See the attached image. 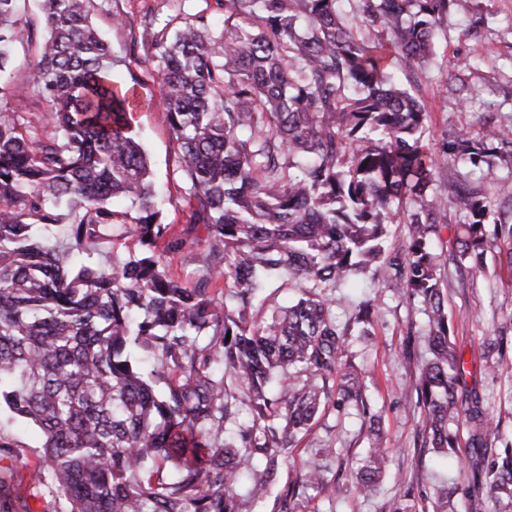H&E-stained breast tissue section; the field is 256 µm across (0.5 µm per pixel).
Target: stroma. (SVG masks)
<instances>
[{
    "label": "stroma",
    "mask_w": 512,
    "mask_h": 512,
    "mask_svg": "<svg viewBox=\"0 0 512 512\" xmlns=\"http://www.w3.org/2000/svg\"><path fill=\"white\" fill-rule=\"evenodd\" d=\"M205 0H93L91 18L111 44L115 79L134 83L140 108L134 114L153 177L168 189L167 223L187 239L185 249L172 259L179 281L193 286L199 273L194 255L207 237L203 226L189 222L185 192L174 186V142L165 117L158 80L143 67L127 66V47L143 43L140 20L152 13L159 22L204 9ZM36 59L33 48L18 46L17 74L5 105L15 112H42L45 103L25 81ZM414 91L429 112L426 138L437 144L446 129L478 128L488 121L512 120V0H472L468 12L449 16L440 30L434 54L418 74ZM464 216L460 205H449L441 221L434 250L440 255L441 287L445 307L454 322L451 340L466 361L462 393H478L487 410L499 420L505 437H512V357L487 352L484 343L496 324L512 315V271L499 267L496 250L486 254L487 275L473 280L453 258L458 225ZM356 288L332 291L333 311L339 325L352 322L361 301H370L378 317L367 335L350 339L347 357L368 372L367 395L379 417L386 450V467L372 494L356 495L353 476L369 448V424L355 408H326L302 435L298 446L258 502H244V512H279L278 496L295 480L307 462L321 464L326 478L339 482L347 492L342 500L329 501L316 494L299 501L295 512H383L387 503L410 493L413 502L434 506V491L442 482L465 483L469 471L460 460L427 451L421 446V408L404 387L428 357L423 334L426 317L418 301L394 295L386 286L383 269L374 268L357 277ZM0 443L9 444V469L0 474V490L25 501L29 512H66L67 502L49 487L34 485L30 473L42 454L44 437L32 422L8 409L0 410Z\"/></svg>",
    "instance_id": "1"
}]
</instances>
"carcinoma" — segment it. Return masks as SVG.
<instances>
[{"label":"carcinoma","mask_w":512,"mask_h":512,"mask_svg":"<svg viewBox=\"0 0 512 512\" xmlns=\"http://www.w3.org/2000/svg\"><path fill=\"white\" fill-rule=\"evenodd\" d=\"M20 2L0 0V101L14 46L35 44L28 82L49 112L0 106V404L44 434L33 482L63 495L68 512H242L241 477L262 498L326 407L370 414L365 377L342 362L352 329L318 290L379 265L393 294L425 306L430 356L410 387L424 446L470 471L466 484L435 490L433 512H456L458 498L466 512L491 501L512 512V439L479 396L458 395L465 361L432 246L457 199L459 267L485 276L488 248L503 243L498 262L511 270L512 179L492 199L458 172L434 188L427 115L399 79L426 67L445 19L469 0H358L361 37L339 0H215L219 33L202 11L160 28L142 16L156 53L142 59L132 46L130 62L157 74L189 223L207 230L191 288L172 275L169 254L186 239L164 222L131 122L135 89L112 78L92 0H38V24ZM441 153L512 168V124L447 131ZM403 198L408 239L387 252ZM117 238L134 254L99 266L97 244ZM285 270L299 297L255 318L261 289ZM375 317L358 305L360 333ZM511 332L512 316L486 349L505 356ZM244 403L251 418L228 442L225 424ZM462 416L465 449L450 429ZM384 467L376 432L354 492L369 495ZM310 489L346 492L313 462L285 486L279 512Z\"/></svg>","instance_id":"cac0c4a2"}]
</instances>
